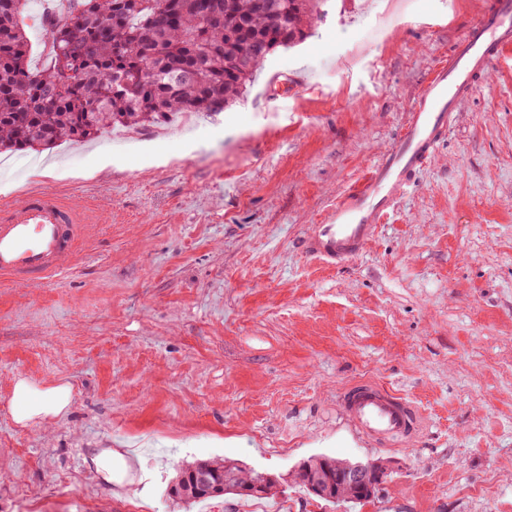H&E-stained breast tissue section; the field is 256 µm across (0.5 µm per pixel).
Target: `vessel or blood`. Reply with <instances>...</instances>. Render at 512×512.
Returning <instances> with one entry per match:
<instances>
[{
	"label": "vessel or blood",
	"mask_w": 512,
	"mask_h": 512,
	"mask_svg": "<svg viewBox=\"0 0 512 512\" xmlns=\"http://www.w3.org/2000/svg\"><path fill=\"white\" fill-rule=\"evenodd\" d=\"M512 47V0H495L429 81L395 144L353 187L339 196L305 240L308 253L336 265L363 251L384 216L435 153L459 106ZM84 235L82 214L45 192L24 193L0 207V277L25 287L57 276L74 261ZM349 420L368 437H407L417 409L372 384L349 388L341 400Z\"/></svg>",
	"instance_id": "obj_1"
}]
</instances>
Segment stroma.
Returning <instances> with one entry per match:
<instances>
[{"label":"stroma","instance_id":"stroma-1","mask_svg":"<svg viewBox=\"0 0 512 512\" xmlns=\"http://www.w3.org/2000/svg\"><path fill=\"white\" fill-rule=\"evenodd\" d=\"M486 2L328 0L224 111L0 153V205L39 189L87 224L66 273L0 278V512H512V49L359 255L302 246ZM20 375L69 382L68 413L16 425ZM366 381L416 406L410 438L347 421ZM319 455L390 473L357 506L168 493L198 460Z\"/></svg>","mask_w":512,"mask_h":512}]
</instances>
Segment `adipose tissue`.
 <instances>
[{
	"mask_svg": "<svg viewBox=\"0 0 512 512\" xmlns=\"http://www.w3.org/2000/svg\"><path fill=\"white\" fill-rule=\"evenodd\" d=\"M72 401L73 388L69 383L44 386L20 376L14 381L11 396L13 419L22 427L52 421L65 415Z\"/></svg>",
	"mask_w": 512,
	"mask_h": 512,
	"instance_id": "adipose-tissue-1",
	"label": "adipose tissue"
}]
</instances>
